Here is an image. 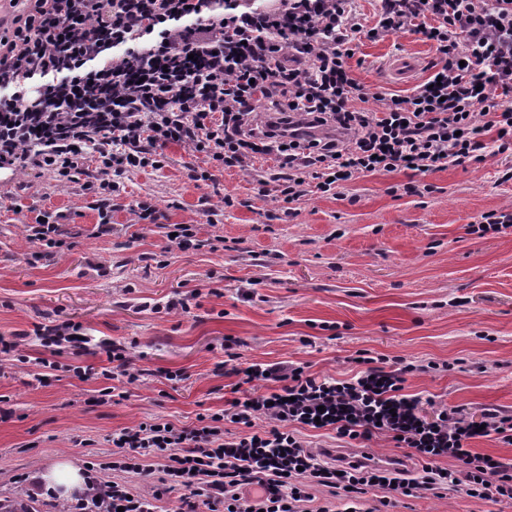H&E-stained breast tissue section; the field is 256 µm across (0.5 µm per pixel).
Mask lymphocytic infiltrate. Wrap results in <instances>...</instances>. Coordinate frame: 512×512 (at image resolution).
I'll list each match as a JSON object with an SVG mask.
<instances>
[{"label":"lymphocytic infiltrate","mask_w":512,"mask_h":512,"mask_svg":"<svg viewBox=\"0 0 512 512\" xmlns=\"http://www.w3.org/2000/svg\"><path fill=\"white\" fill-rule=\"evenodd\" d=\"M26 2L0 33V173L83 178L100 236L112 233L121 177L164 168L174 144L209 163L188 165V180L209 181L215 168L256 172L259 197L272 191L286 204L366 174L427 175L512 155V0H381L368 29L350 0ZM406 32L435 47L427 81L362 110L368 94L348 65L358 35ZM267 104L274 113L258 123ZM88 155L95 166L81 169ZM266 156L275 167L257 172ZM130 210L169 248L224 244L199 238L196 225L164 223L151 201ZM68 221L56 211L26 225L36 245L29 264L68 248ZM355 362L354 376L335 379L302 362L244 366L229 353L224 373L247 386L245 397L191 427L153 419L113 433L115 479L87 463L85 491L67 512H162L176 489L177 512H372L374 492L386 507L426 494L512 501V462L472 447L482 437L512 446L511 414L475 417L407 392L409 375L439 363L379 366L364 352ZM307 431L334 432L352 448L383 437L419 466L406 476L360 460L330 463ZM443 458L454 467L442 469ZM128 473L157 483L134 492Z\"/></svg>","instance_id":"obj_1"}]
</instances>
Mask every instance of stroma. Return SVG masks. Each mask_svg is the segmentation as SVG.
Instances as JSON below:
<instances>
[{"label":"stroma","mask_w":512,"mask_h":512,"mask_svg":"<svg viewBox=\"0 0 512 512\" xmlns=\"http://www.w3.org/2000/svg\"><path fill=\"white\" fill-rule=\"evenodd\" d=\"M435 57L419 34H362L349 65L369 93L404 95ZM167 154L161 170L126 173L108 237L95 236L98 214L81 184L33 171L0 180V337L40 357L35 325L67 320L92 342L126 344L147 371L125 399L101 404L105 355H56L46 385L31 368L0 360V499L26 495L27 479L58 459L111 461V437L122 428L156 417L192 425L227 408L235 384L220 368L228 338L242 362L299 361L335 378L351 376L364 350L387 362H447L450 371L409 376L408 391L476 415L512 414V227L470 231L481 214L512 206V181L498 180L504 157L423 176L431 190L421 195L406 194L408 176L396 171L288 208L259 200L254 177L238 171L189 181L185 164L203 165V155L179 146ZM226 195L234 206L219 207ZM136 199L152 200L167 223L197 225L200 238L223 236V249H168L161 235L132 224ZM55 210L70 215L73 245L30 266L24 227ZM193 291L190 315L166 311ZM77 365L94 372L78 378ZM168 368L183 370L185 381L159 378ZM390 512H512V504L426 495Z\"/></svg>","instance_id":"1"}]
</instances>
